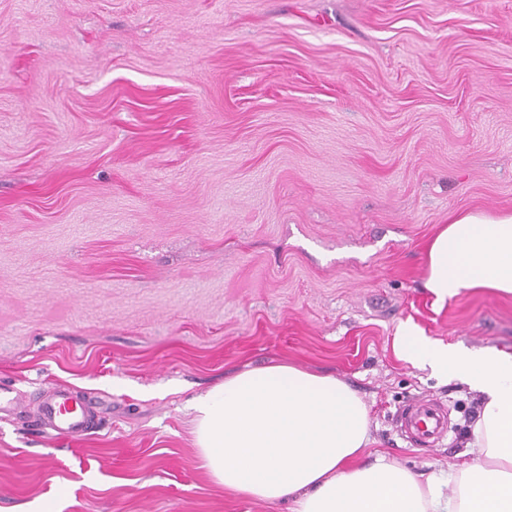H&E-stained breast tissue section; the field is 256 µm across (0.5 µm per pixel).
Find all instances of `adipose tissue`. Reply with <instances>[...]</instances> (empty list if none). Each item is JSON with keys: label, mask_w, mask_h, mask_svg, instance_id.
Returning <instances> with one entry per match:
<instances>
[{"label": "adipose tissue", "mask_w": 512, "mask_h": 512, "mask_svg": "<svg viewBox=\"0 0 512 512\" xmlns=\"http://www.w3.org/2000/svg\"><path fill=\"white\" fill-rule=\"evenodd\" d=\"M424 288L512 295V212L450 213L426 247ZM400 356L478 391L472 426L482 457L455 465L443 495L424 476L370 452V409L347 383L288 363L225 377L194 398L196 446L225 491L289 512H512V354L429 340L404 324Z\"/></svg>", "instance_id": "1"}]
</instances>
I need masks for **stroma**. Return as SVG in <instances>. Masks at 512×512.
Listing matches in <instances>:
<instances>
[{"label": "stroma", "instance_id": "stroma-1", "mask_svg": "<svg viewBox=\"0 0 512 512\" xmlns=\"http://www.w3.org/2000/svg\"><path fill=\"white\" fill-rule=\"evenodd\" d=\"M459 210L512 211V0H0V512H288L212 482L189 408L275 363L448 471L481 396L398 326L512 352V295L423 286ZM61 387L82 438L40 421ZM419 397L427 452L394 423ZM396 424L402 432H410L411 443L430 447L448 433V409L432 400H414L399 411Z\"/></svg>", "mask_w": 512, "mask_h": 512}]
</instances>
